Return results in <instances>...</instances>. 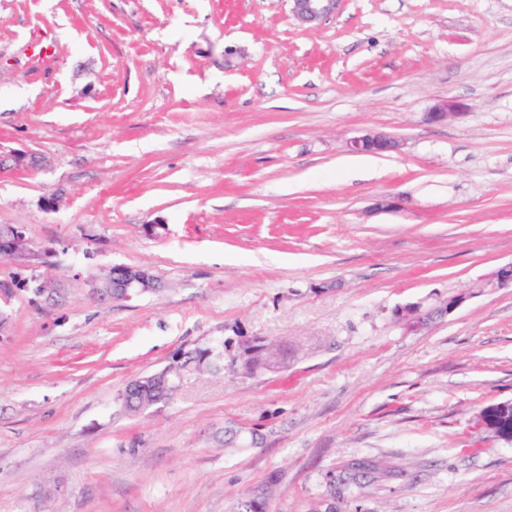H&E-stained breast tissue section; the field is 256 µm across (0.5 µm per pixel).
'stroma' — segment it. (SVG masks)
I'll return each mask as SVG.
<instances>
[{"instance_id": "obj_1", "label": "stroma", "mask_w": 512, "mask_h": 512, "mask_svg": "<svg viewBox=\"0 0 512 512\" xmlns=\"http://www.w3.org/2000/svg\"><path fill=\"white\" fill-rule=\"evenodd\" d=\"M368 131L398 150L341 169ZM0 152V226L54 252L0 260V512H512L476 425L512 399V0H0ZM117 265L161 290L101 295ZM359 458L395 474L337 490ZM290 13L300 25H312L336 13L342 0H288ZM169 387H170V379L167 378L165 376V374L159 372V373L153 374L151 376L139 379L136 382H133L129 386V388L127 387L128 392L132 391L135 393V395H136L135 397H138L141 393H151V394L155 395L154 400L152 402H150L149 404H144V403L135 404L133 401H131V403L128 405V398L125 395L127 388L125 390V393L123 394V400L132 410H134V412H142L145 409L147 410V408L152 405L166 402V400H168V398L165 395V393L168 392Z\"/></svg>"}]
</instances>
